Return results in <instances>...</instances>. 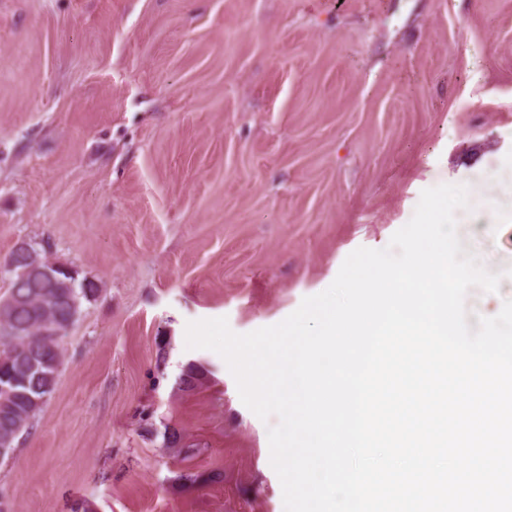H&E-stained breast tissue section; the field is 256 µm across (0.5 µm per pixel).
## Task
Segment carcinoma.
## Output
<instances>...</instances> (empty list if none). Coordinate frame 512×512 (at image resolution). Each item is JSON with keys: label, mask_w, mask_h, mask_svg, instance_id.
<instances>
[{"label": "carcinoma", "mask_w": 512, "mask_h": 512, "mask_svg": "<svg viewBox=\"0 0 512 512\" xmlns=\"http://www.w3.org/2000/svg\"><path fill=\"white\" fill-rule=\"evenodd\" d=\"M100 291L95 279L75 276L29 279L9 272L7 295L23 303L0 323V437L15 449L20 434L55 390L63 365L61 342L78 320L82 304Z\"/></svg>", "instance_id": "carcinoma-1"}]
</instances>
